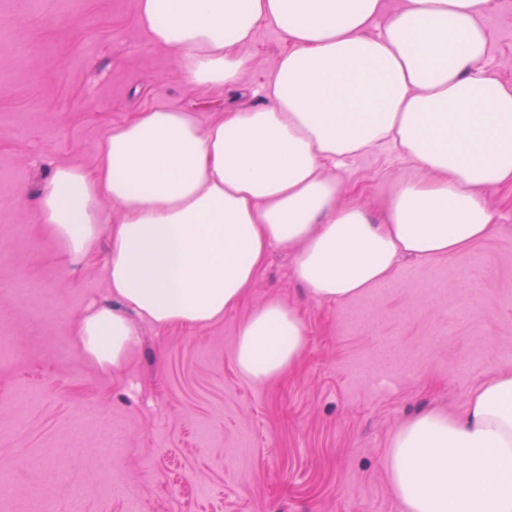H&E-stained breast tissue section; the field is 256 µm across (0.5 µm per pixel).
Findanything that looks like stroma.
I'll list each match as a JSON object with an SVG mask.
<instances>
[{"instance_id":"obj_1","label":"stroma","mask_w":512,"mask_h":512,"mask_svg":"<svg viewBox=\"0 0 512 512\" xmlns=\"http://www.w3.org/2000/svg\"><path fill=\"white\" fill-rule=\"evenodd\" d=\"M138 0H0V512H402L386 480L396 429L512 367V189L492 190L497 232L465 252L402 259L385 282L336 302L272 247L254 288L206 326L137 322L126 361L103 367L74 342L111 303L108 237L71 264L38 222L56 166L93 167L112 126L165 102L205 123L248 108L287 45L258 28L230 87L190 86L148 42ZM488 66L512 81V0H494ZM405 168L363 153L342 171L364 203ZM36 287L20 302L16 281ZM270 298L295 309L306 346L264 384L237 369L240 324ZM109 420L116 453L98 444Z\"/></svg>"}]
</instances>
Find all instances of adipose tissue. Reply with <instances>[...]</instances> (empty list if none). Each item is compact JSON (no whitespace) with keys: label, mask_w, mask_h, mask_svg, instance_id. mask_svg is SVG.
<instances>
[{"label":"adipose tissue","mask_w":512,"mask_h":512,"mask_svg":"<svg viewBox=\"0 0 512 512\" xmlns=\"http://www.w3.org/2000/svg\"><path fill=\"white\" fill-rule=\"evenodd\" d=\"M493 0H139L149 42L196 85L238 81L262 26L285 38L261 101L202 124L160 103L115 125L93 167L55 168L39 216L71 263L120 206L106 282L74 340L122 364L137 331L207 325L237 307L272 245L295 248L297 279L344 301L387 280L401 257L452 255L492 236L487 200L512 189V83L486 64ZM394 150L408 165L373 205L341 202L346 160ZM306 335L271 299L241 325L233 356L263 383L295 365ZM388 486L402 512H512V370L475 387L463 413L427 409L391 437Z\"/></svg>","instance_id":"adipose-tissue-1"}]
</instances>
